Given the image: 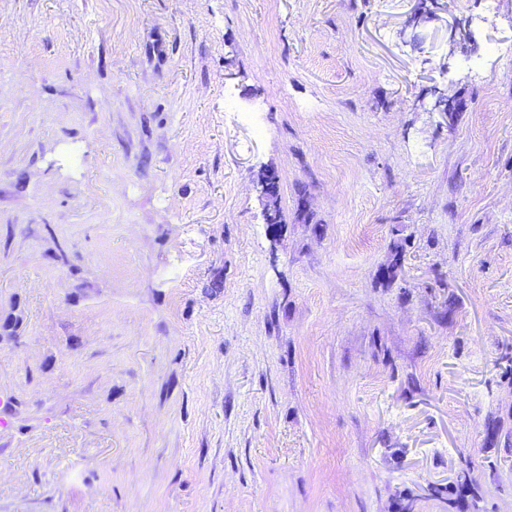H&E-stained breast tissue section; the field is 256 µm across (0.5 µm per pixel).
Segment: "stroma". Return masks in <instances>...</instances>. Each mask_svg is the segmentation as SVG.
I'll return each instance as SVG.
<instances>
[{"label": "stroma", "mask_w": 512, "mask_h": 512, "mask_svg": "<svg viewBox=\"0 0 512 512\" xmlns=\"http://www.w3.org/2000/svg\"><path fill=\"white\" fill-rule=\"evenodd\" d=\"M409 503L512 512V0H0V512ZM278 180L274 173H266L263 175L261 186V194L266 200V223L275 225L281 223L280 208L278 202Z\"/></svg>", "instance_id": "stroma-1"}]
</instances>
